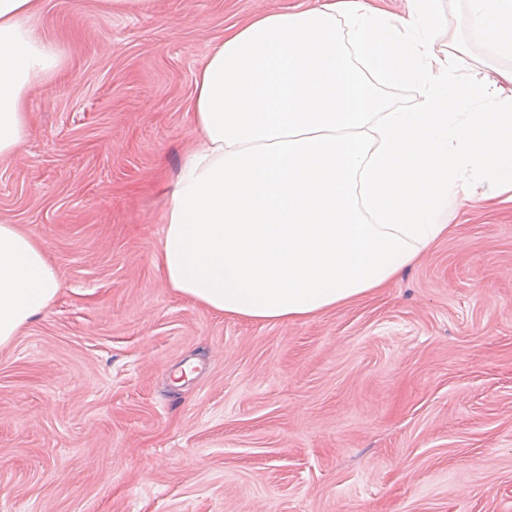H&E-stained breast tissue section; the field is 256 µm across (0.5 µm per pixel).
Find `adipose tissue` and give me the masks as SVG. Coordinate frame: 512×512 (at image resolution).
Masks as SVG:
<instances>
[{
  "label": "adipose tissue",
  "mask_w": 512,
  "mask_h": 512,
  "mask_svg": "<svg viewBox=\"0 0 512 512\" xmlns=\"http://www.w3.org/2000/svg\"><path fill=\"white\" fill-rule=\"evenodd\" d=\"M440 0L394 17L367 0L257 15L227 27L195 79V146L164 189L158 265L216 312L292 322L384 287L448 233L467 179L512 195V0H467L492 63L459 73L466 42L432 35ZM42 0H0V159L28 134L30 88L63 66L37 36ZM413 82L422 109L386 111L384 84ZM58 279L42 248L0 224V347L42 313Z\"/></svg>",
  "instance_id": "adipose-tissue-1"
}]
</instances>
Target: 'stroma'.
Wrapping results in <instances>:
<instances>
[{"label": "stroma", "mask_w": 512, "mask_h": 512, "mask_svg": "<svg viewBox=\"0 0 512 512\" xmlns=\"http://www.w3.org/2000/svg\"><path fill=\"white\" fill-rule=\"evenodd\" d=\"M313 0H44L65 57L0 159V224L55 301L0 348V512H512V204L385 288L289 323L230 318L155 267L195 76L232 24Z\"/></svg>", "instance_id": "1"}]
</instances>
